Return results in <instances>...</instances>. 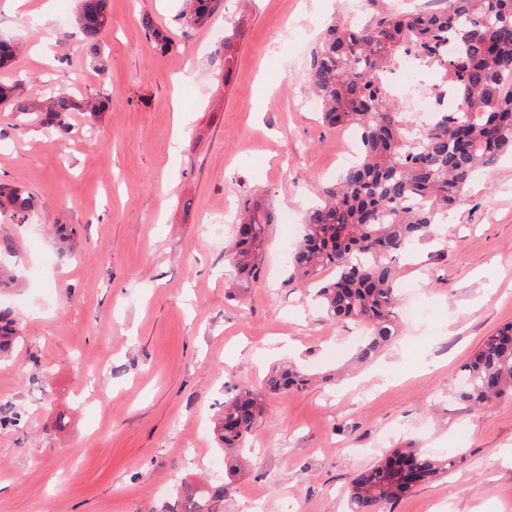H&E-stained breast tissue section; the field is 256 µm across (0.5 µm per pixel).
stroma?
Listing matches in <instances>:
<instances>
[{
    "label": "stroma",
    "mask_w": 512,
    "mask_h": 512,
    "mask_svg": "<svg viewBox=\"0 0 512 512\" xmlns=\"http://www.w3.org/2000/svg\"><path fill=\"white\" fill-rule=\"evenodd\" d=\"M0 0V37L23 45L0 82L29 96L105 100L71 118L68 138L0 111V181L37 200L15 244V287L0 291L22 338L0 358V512H169L183 484H227L215 512H346L352 477L411 445L450 460L386 512H512V399L472 410L452 390L461 365L512 323V160L476 177L441 227L398 263L400 303L418 306L394 344L336 384L353 324L330 320L294 280L287 236L341 172V129L303 104L324 24L348 0H224L210 26L182 21L185 0H110L101 53L72 16ZM166 30L156 51L142 16ZM237 22L225 51L215 29ZM271 201L265 275L227 300L229 234L205 216ZM78 231L59 252L53 225ZM317 381L271 396L232 482L215 421L225 399L277 363Z\"/></svg>",
    "instance_id": "35a3bbf8"
}]
</instances>
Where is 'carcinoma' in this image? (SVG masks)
<instances>
[{
    "instance_id": "cac0c4a2",
    "label": "carcinoma",
    "mask_w": 512,
    "mask_h": 512,
    "mask_svg": "<svg viewBox=\"0 0 512 512\" xmlns=\"http://www.w3.org/2000/svg\"><path fill=\"white\" fill-rule=\"evenodd\" d=\"M378 1L384 7L361 23L332 21L311 52L306 83L323 101V122L357 130L361 156L307 211L293 271L332 320L364 329L353 355L357 365L372 361L399 336L396 259L435 235L479 172L512 154V0H450L448 9L433 13L401 12L389 0H370ZM220 6L221 0H188L183 21L202 27ZM76 21L89 54L98 56L109 24L107 0L93 6L79 0ZM142 23L154 48L167 51L166 33L148 18ZM446 33L459 48L448 63V78L464 107L443 113L417 146L404 134L409 114L387 99L379 75L408 52L410 41L429 51ZM1 103L51 136L69 133L71 113L95 118L107 108L105 101L67 93L41 104L24 93L21 80L0 84ZM33 211L32 197L0 183V217L25 224ZM272 223V211L256 202L234 225L229 262L245 283L260 278ZM323 268L334 276L318 281ZM18 338L13 310L0 305V354L11 352ZM462 378L455 396L469 407L512 398V324L486 338L462 366ZM306 384L305 375L289 365L267 374L261 388L224 401L217 432L227 476L240 471L245 442L264 417L267 399ZM451 465L418 448H396L351 480L350 512H381ZM225 490L186 487L185 512H197L199 501L224 498Z\"/></svg>"
}]
</instances>
